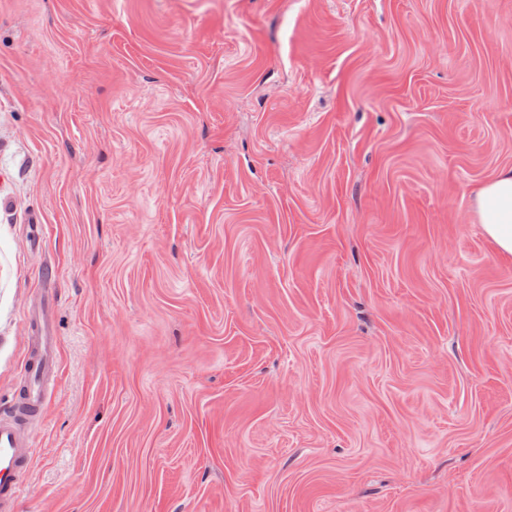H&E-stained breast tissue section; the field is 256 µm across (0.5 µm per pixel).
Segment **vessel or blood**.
<instances>
[{"instance_id": "b4317fda", "label": "vessel or blood", "mask_w": 512, "mask_h": 512, "mask_svg": "<svg viewBox=\"0 0 512 512\" xmlns=\"http://www.w3.org/2000/svg\"><path fill=\"white\" fill-rule=\"evenodd\" d=\"M28 318L37 333L39 352L27 362L24 381L14 397L11 412L0 415V512H13L21 477L34 454L21 439L19 427L43 413L48 379L59 353L47 309L36 307L30 310Z\"/></svg>"}]
</instances>
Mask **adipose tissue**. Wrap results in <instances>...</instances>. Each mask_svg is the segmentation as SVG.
Listing matches in <instances>:
<instances>
[{"mask_svg": "<svg viewBox=\"0 0 512 512\" xmlns=\"http://www.w3.org/2000/svg\"><path fill=\"white\" fill-rule=\"evenodd\" d=\"M474 203L478 222L496 250L512 256V168L480 185Z\"/></svg>", "mask_w": 512, "mask_h": 512, "instance_id": "adipose-tissue-1", "label": "adipose tissue"}]
</instances>
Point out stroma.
<instances>
[{
    "mask_svg": "<svg viewBox=\"0 0 512 512\" xmlns=\"http://www.w3.org/2000/svg\"><path fill=\"white\" fill-rule=\"evenodd\" d=\"M512 0H0L14 512H512ZM474 203L478 222L496 250L512 256V168L480 185ZM28 318L38 336L39 352L29 359L20 393L15 395L9 414H0V511L14 512L21 477L34 448L21 439L19 427L41 415L46 406L48 378L58 359L59 346L54 336L48 310L43 306L29 311Z\"/></svg>",
    "mask_w": 512,
    "mask_h": 512,
    "instance_id": "35a3bbf8",
    "label": "stroma"
}]
</instances>
